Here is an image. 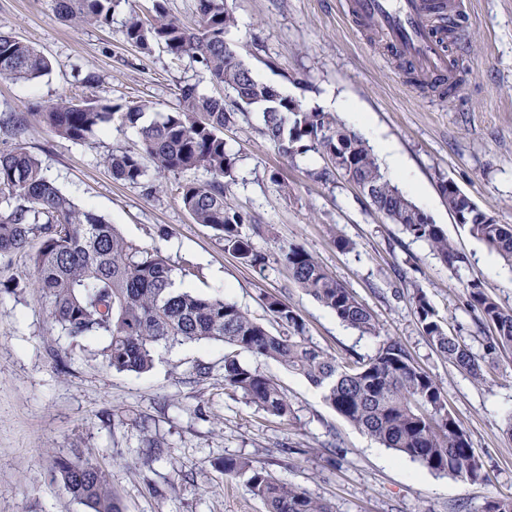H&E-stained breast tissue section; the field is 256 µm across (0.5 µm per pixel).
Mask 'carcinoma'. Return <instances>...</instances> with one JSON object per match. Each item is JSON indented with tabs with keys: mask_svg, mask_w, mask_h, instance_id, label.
<instances>
[{
	"mask_svg": "<svg viewBox=\"0 0 512 512\" xmlns=\"http://www.w3.org/2000/svg\"><path fill=\"white\" fill-rule=\"evenodd\" d=\"M197 20L188 25L172 17L163 0H153V16L145 21L132 12L123 34L140 52L162 45L176 56L200 62L224 95L209 96L197 84L178 88L180 108L139 129L136 151L106 158L113 177L141 182L152 165L157 174H179L198 168L210 178L177 185L184 209L197 224L213 229L224 247L249 266L265 264L239 228L245 218L224 199V180L233 177L234 159L226 149L224 129L248 118L246 99L259 97L264 105L263 133L287 159L314 151L330 165L309 172L331 182L340 172L364 184L372 205L414 239L425 242L454 272L465 267L464 256L442 227L393 184L381 171L367 142L331 112L288 109V96L266 100L271 86L259 81L227 42L235 25L224 0H195ZM121 0H56L65 21L103 25ZM51 71L50 61L19 38L0 32V76L36 80ZM148 109L140 104L120 111L106 99L49 100L36 111L0 120V135L12 141L0 149V258L31 252L29 286L36 289L52 322L73 340L105 336L107 365L118 372L148 371L156 350L200 341H221L232 347L224 356V387L242 393L249 403L270 415H291L288 397L269 376L240 362L238 355L278 362L319 388L323 399L358 430L395 451L398 456L462 481H476L482 464L468 435L448 408L438 380L416 364L392 339L379 343L376 353L336 358L306 336L299 313L285 300L268 295L265 307L278 329L271 331L236 303L222 296H205L175 287L166 258L139 249L117 227L88 208L78 207L43 173L41 163L15 142L30 119L47 126L57 137L86 141L115 118L132 126ZM440 193L448 209L469 235L512 266V224H503L481 210L453 181L443 180ZM294 282L337 318L362 335L379 336L371 310L330 276L301 245L279 248ZM467 303L478 321L491 326V347L512 349V309L492 297L478 278L462 282ZM424 335L448 362L481 376L475 354L450 335L422 290L413 297ZM220 468L227 480L244 479L260 497L267 512H334L330 502L286 486L264 467L240 457H226ZM66 491L85 512H122L107 470L97 459L64 458L54 471Z\"/></svg>",
	"mask_w": 512,
	"mask_h": 512,
	"instance_id": "cac0c4a2",
	"label": "carcinoma"
}]
</instances>
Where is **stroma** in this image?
<instances>
[{
  "label": "stroma",
  "instance_id": "obj_1",
  "mask_svg": "<svg viewBox=\"0 0 512 512\" xmlns=\"http://www.w3.org/2000/svg\"><path fill=\"white\" fill-rule=\"evenodd\" d=\"M236 18L229 34L241 59L262 82L303 108L334 110L364 140L389 142L405 178L422 189L415 203L466 255L455 274L430 247L379 213L344 178L311 177L320 154L288 160L262 134L259 114L226 129L235 158L227 203L240 211V231L266 263L250 267L225 250L216 233L194 223L173 190L203 181L204 170L170 174L167 192L114 180L107 155L137 149V128L113 121L83 143L30 123L19 141L45 175L77 205L93 209L138 247L165 257L178 284L223 296L270 323L264 297L286 300L301 315L310 340L339 357L373 355L380 339L399 341L440 382L448 406L482 462L479 480L427 470L360 432L336 413L321 391L279 363L242 355L272 377L291 404L288 420L270 416L224 386L220 341L159 348L152 368L118 372L103 357L106 337L72 344L52 325L35 289L26 287L30 261L18 254L0 264V512H84L51 469L57 458L82 451L105 463L124 512H266L219 462L246 457L279 481L332 503L335 512H482L490 497H512V351L490 346L467 305L461 278L476 277L512 308V268L457 224L439 190L453 180L483 210L512 223V0H469L460 20V64L467 77L453 97L413 85L400 64L348 14L344 0H224ZM151 0H122L110 24L63 21L55 0H0V30L29 43L52 68L34 80L0 77V119L35 111L60 96L106 98L122 107L149 103L150 123L179 107L177 89L223 88L201 63L154 47L129 45L123 24L146 14ZM94 83H84L86 72ZM288 185L280 193L277 182ZM353 242L337 247L336 237ZM302 245L339 283L373 311L380 335L342 323L294 284L280 245ZM423 291L450 331L479 355L482 378L461 372L430 344L412 304ZM67 352L65 363L57 355ZM207 368L208 376L197 373ZM164 454L148 456L150 443Z\"/></svg>",
  "mask_w": 512,
  "mask_h": 512
}]
</instances>
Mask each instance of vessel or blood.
<instances>
[{
  "label": "vessel or blood",
  "mask_w": 512,
  "mask_h": 512,
  "mask_svg": "<svg viewBox=\"0 0 512 512\" xmlns=\"http://www.w3.org/2000/svg\"><path fill=\"white\" fill-rule=\"evenodd\" d=\"M348 13L392 53L412 76L460 88L462 73L441 18L460 17L467 0H348Z\"/></svg>",
  "instance_id": "obj_1"
}]
</instances>
